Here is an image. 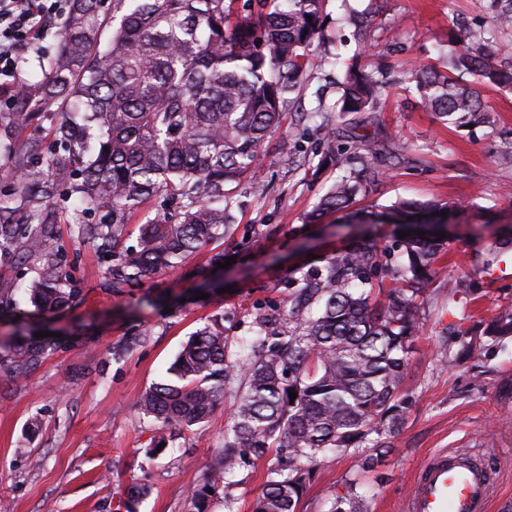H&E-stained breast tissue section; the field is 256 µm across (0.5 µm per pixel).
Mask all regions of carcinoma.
Returning <instances> with one entry per match:
<instances>
[{
    "instance_id": "cac0c4a2",
    "label": "carcinoma",
    "mask_w": 512,
    "mask_h": 512,
    "mask_svg": "<svg viewBox=\"0 0 512 512\" xmlns=\"http://www.w3.org/2000/svg\"><path fill=\"white\" fill-rule=\"evenodd\" d=\"M236 0H71L59 48L43 79L26 83L0 113V128L20 135L53 127L56 147L37 154L17 139L0 192V259L39 260L27 288L41 313H55L78 296L64 244L56 230L58 201L74 199L81 211H105V224L71 222L73 235L92 243L105 266L103 286L114 293L224 238L233 196L261 160L260 147L293 102L299 78L319 54L325 0H249L234 18ZM492 27L464 34L441 66L413 67L407 90L442 123L491 122L478 85L512 88V68L499 61L494 34L512 28V0H495ZM336 111L366 112L385 86L347 68ZM330 160L344 154L334 129L317 126ZM359 174L342 177L307 215L317 223L350 207ZM158 196L162 211L139 224L137 245L122 247L127 224ZM436 206L402 200L381 222L413 229L441 221ZM442 242L410 234L397 248L371 237L325 260L284 300L279 317L259 316L257 336L231 341L218 323L200 328L182 346L171 379L142 394L144 416L164 426L204 422L224 402L232 375L240 376L237 404L224 430V450L206 465L191 491L196 512H206L214 490L244 458L278 460L253 512H298L312 466L328 453L359 455L381 448L406 419L411 399L402 390L419 332L418 300L432 282ZM512 337V311L494 313L476 327H448L444 353L454 365L473 350L490 351ZM57 347L17 332L0 349L10 372L21 377ZM297 393L290 400L289 391ZM145 486H131L123 502L136 512ZM328 512H368L350 483Z\"/></svg>"
}]
</instances>
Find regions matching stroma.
<instances>
[{"label": "stroma", "mask_w": 512, "mask_h": 512, "mask_svg": "<svg viewBox=\"0 0 512 512\" xmlns=\"http://www.w3.org/2000/svg\"><path fill=\"white\" fill-rule=\"evenodd\" d=\"M490 0H327L323 54L381 70L390 84L372 111L336 123L345 163H324L310 112L333 115L340 95L335 66H311L298 83V99L279 129L262 144L261 163L233 192L232 225L224 240L186 259L173 271L143 279L123 293L103 287V266L89 242L59 224L72 263L78 298L50 324L60 344L28 375L0 367V512H124V491L148 486L139 512H196L189 496L211 456L224 446L234 396L205 423L164 428L140 414L141 393L163 381L188 337L221 321L234 339L252 338L257 315L275 316L292 281L323 257L371 235L394 245L392 224H359L354 214L379 211L400 199L452 207L442 255L418 309L417 351L403 390L412 406L389 448L372 469L353 454L318 460L300 512H328L329 497L357 481L370 512H405L415 472L430 453L469 448L486 454L496 472L490 512H512V338L494 352L456 367L441 351L452 316H439L450 289H473L470 313L512 310V256L495 252L512 237V91L482 88L492 124L446 126L405 90L409 61L434 63L465 20L489 25ZM378 149V176L367 178L349 211L306 225L305 217L339 176L356 166L366 142ZM221 253L228 268L211 265ZM166 449L146 458L152 438ZM275 464L274 455L238 470L228 492L209 498V512H253Z\"/></svg>", "instance_id": "obj_1"}]
</instances>
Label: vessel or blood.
<instances>
[{
  "label": "vessel or blood",
  "mask_w": 512,
  "mask_h": 512,
  "mask_svg": "<svg viewBox=\"0 0 512 512\" xmlns=\"http://www.w3.org/2000/svg\"><path fill=\"white\" fill-rule=\"evenodd\" d=\"M493 485L486 459L442 449L417 472L406 495V512H487Z\"/></svg>",
  "instance_id": "obj_1"
}]
</instances>
